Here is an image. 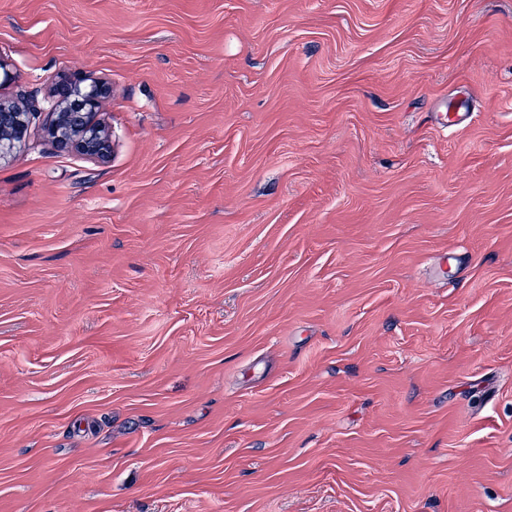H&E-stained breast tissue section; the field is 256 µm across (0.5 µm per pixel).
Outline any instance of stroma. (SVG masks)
I'll list each match as a JSON object with an SVG mask.
<instances>
[{
	"mask_svg": "<svg viewBox=\"0 0 512 512\" xmlns=\"http://www.w3.org/2000/svg\"><path fill=\"white\" fill-rule=\"evenodd\" d=\"M0 60V512H512V0H0ZM56 93L57 109L46 129L54 146L89 158L106 159L111 151V138L96 117L103 99L110 93L109 86L98 82H64ZM31 112L14 102L0 99V159L10 155L28 132Z\"/></svg>",
	"mask_w": 512,
	"mask_h": 512,
	"instance_id": "35a3bbf8",
	"label": "stroma"
}]
</instances>
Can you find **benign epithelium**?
Wrapping results in <instances>:
<instances>
[{
  "label": "benign epithelium",
  "mask_w": 512,
  "mask_h": 512,
  "mask_svg": "<svg viewBox=\"0 0 512 512\" xmlns=\"http://www.w3.org/2000/svg\"><path fill=\"white\" fill-rule=\"evenodd\" d=\"M109 86L93 82H64L57 88V109L46 129L48 138L62 151L98 160L111 151L110 134L97 122ZM30 113L19 105L0 99V159L10 155L28 132Z\"/></svg>",
  "instance_id": "7a95c632"
}]
</instances>
